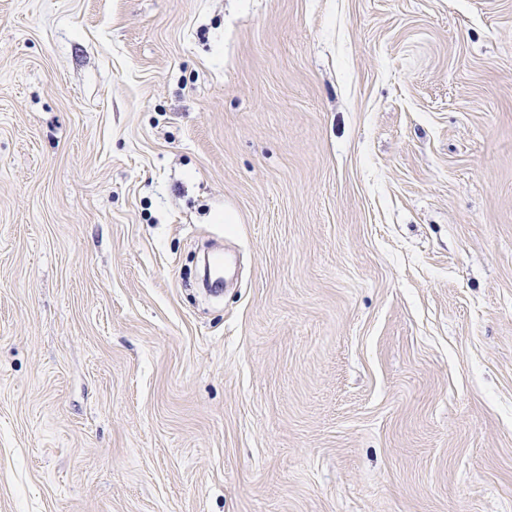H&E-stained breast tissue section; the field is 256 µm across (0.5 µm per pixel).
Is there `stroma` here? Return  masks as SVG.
I'll return each instance as SVG.
<instances>
[{
	"label": "stroma",
	"instance_id": "stroma-1",
	"mask_svg": "<svg viewBox=\"0 0 512 512\" xmlns=\"http://www.w3.org/2000/svg\"><path fill=\"white\" fill-rule=\"evenodd\" d=\"M0 512H512V0H0Z\"/></svg>",
	"mask_w": 512,
	"mask_h": 512
}]
</instances>
